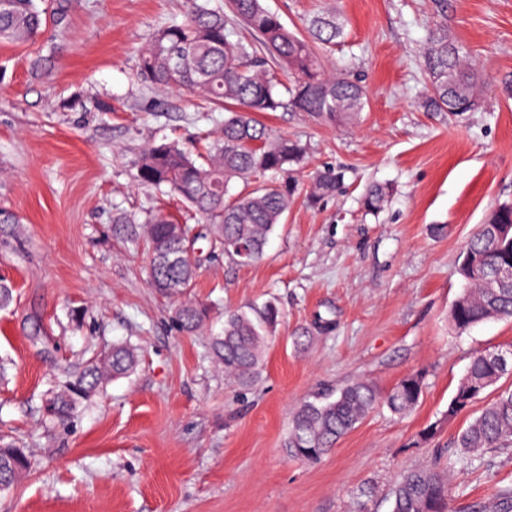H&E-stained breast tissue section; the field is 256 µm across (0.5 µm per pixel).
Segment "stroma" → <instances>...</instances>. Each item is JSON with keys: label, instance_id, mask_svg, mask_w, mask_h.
Returning <instances> with one entry per match:
<instances>
[{"label": "stroma", "instance_id": "obj_1", "mask_svg": "<svg viewBox=\"0 0 512 512\" xmlns=\"http://www.w3.org/2000/svg\"><path fill=\"white\" fill-rule=\"evenodd\" d=\"M64 32L0 42V208L20 234L0 231V278L14 301L0 310V433L29 448L36 465L0 512H351L371 489L369 512H390L404 471L453 449L485 405L448 417L473 355L512 349V319L455 329L457 273L468 238L499 202L512 201V0H263L288 29L321 12L344 36L328 69L361 80L363 112L327 124L303 112L260 119L301 139V172H344L336 195H300L264 258L222 254L203 262L193 299L207 304L201 331H177L176 298L148 281L144 247L116 242L112 218L165 205L139 184L142 151L163 140L186 150L216 137L223 113L188 93L137 76L139 50L157 28L182 20L185 0H66ZM488 75L479 107L427 112L421 51L436 22ZM390 196L377 214L362 196ZM278 304L283 317L247 390L214 364L209 337L227 312ZM312 339L297 350L294 334ZM138 349L129 377L104 385L67 423L42 420V395L115 342ZM419 372L415 409L376 408L320 461L289 458L293 408L315 391L369 379L389 391ZM430 439L420 434L428 426ZM452 512L512 488V448L453 475Z\"/></svg>", "mask_w": 512, "mask_h": 512}]
</instances>
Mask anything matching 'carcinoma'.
<instances>
[{"instance_id":"obj_1","label":"carcinoma","mask_w":512,"mask_h":512,"mask_svg":"<svg viewBox=\"0 0 512 512\" xmlns=\"http://www.w3.org/2000/svg\"><path fill=\"white\" fill-rule=\"evenodd\" d=\"M39 2L0 0L1 42L25 44L36 40L49 24L56 30L65 27V3L60 0L49 10ZM229 9L253 41L232 39L223 12L188 0L183 21L158 29L140 50L138 74L144 82L183 90L224 109V125L220 137L197 155L175 143L146 148L137 177L143 185L179 197L187 211L203 217L214 248L236 257V248L246 246L251 264L262 260L271 235L291 208L299 190L298 166L306 154L300 141L273 133L256 115L291 109L328 123L351 120L363 111L367 92L359 82L329 72L322 64L323 50L343 35L336 17L313 18L309 35L304 36L288 30L262 0H229ZM423 58L430 83L424 111L463 113L479 107L484 73L448 36L446 26L430 32ZM274 65L289 75L285 98L277 90L281 82ZM342 178L331 169L318 172L309 197L335 193ZM238 180L243 189L233 193L231 184ZM388 196L387 186L372 184L365 190L363 205L375 212ZM176 223L162 209L149 210L141 219L125 213L112 218L117 240L145 245L151 257L150 284L168 296L189 293L197 273V265L183 249L188 229L184 226L176 235ZM487 224H512V203L496 206L464 246L462 254L474 256L475 268L462 274L465 288L451 311L460 330L491 319H512V283L506 281L493 291L485 288L497 271L512 268V243L490 235ZM207 318L208 308L189 298L178 304L173 316L178 331L188 335L198 332ZM280 319V309L272 302L235 310L225 315L221 333L211 337L212 358L239 387L248 389L255 382ZM137 363L130 345H112L90 358L72 378L46 391L43 416L51 423L68 422L100 387L131 375ZM509 372L511 349L480 352L471 358L448 403V418L483 396L493 398L458 434L456 453L446 456L438 449L429 464L398 477L391 489V512H449L454 494L450 473L475 466L489 449L512 447V389L492 392ZM423 381L422 374L412 373L383 394L372 381L356 380L312 395L291 413L284 440L288 456L300 461L321 459L380 403L394 416L408 414L419 400ZM33 465L15 439L0 435V493L14 489Z\"/></svg>"}]
</instances>
